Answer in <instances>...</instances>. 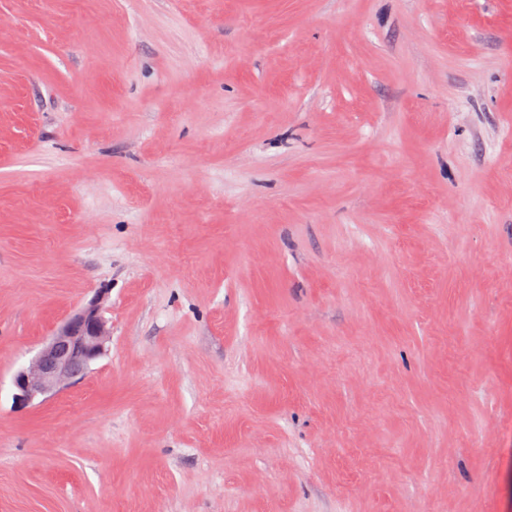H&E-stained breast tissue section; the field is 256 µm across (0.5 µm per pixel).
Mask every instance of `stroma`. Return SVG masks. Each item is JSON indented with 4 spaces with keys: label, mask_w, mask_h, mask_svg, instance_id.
I'll return each mask as SVG.
<instances>
[{
    "label": "stroma",
    "mask_w": 512,
    "mask_h": 512,
    "mask_svg": "<svg viewBox=\"0 0 512 512\" xmlns=\"http://www.w3.org/2000/svg\"><path fill=\"white\" fill-rule=\"evenodd\" d=\"M105 294V353L14 373ZM512 512V0H0V512Z\"/></svg>",
    "instance_id": "1"
}]
</instances>
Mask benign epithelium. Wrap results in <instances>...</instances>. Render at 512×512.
Segmentation results:
<instances>
[{
    "label": "benign epithelium",
    "instance_id": "obj_1",
    "mask_svg": "<svg viewBox=\"0 0 512 512\" xmlns=\"http://www.w3.org/2000/svg\"><path fill=\"white\" fill-rule=\"evenodd\" d=\"M105 296L67 318L39 351L36 359L18 370L12 380L14 399L20 405L58 394L81 379L103 356L110 336L102 315Z\"/></svg>",
    "mask_w": 512,
    "mask_h": 512
}]
</instances>
